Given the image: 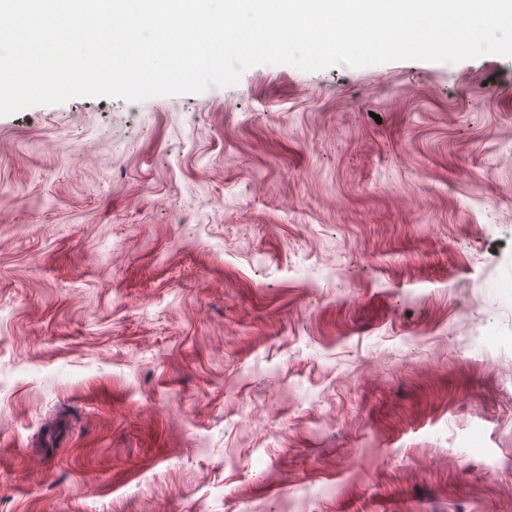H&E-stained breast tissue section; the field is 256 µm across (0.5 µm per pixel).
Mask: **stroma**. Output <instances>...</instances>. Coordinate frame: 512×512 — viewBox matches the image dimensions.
<instances>
[{
  "mask_svg": "<svg viewBox=\"0 0 512 512\" xmlns=\"http://www.w3.org/2000/svg\"><path fill=\"white\" fill-rule=\"evenodd\" d=\"M505 266L496 54L0 115V512H512Z\"/></svg>",
  "mask_w": 512,
  "mask_h": 512,
  "instance_id": "1",
  "label": "stroma"
}]
</instances>
